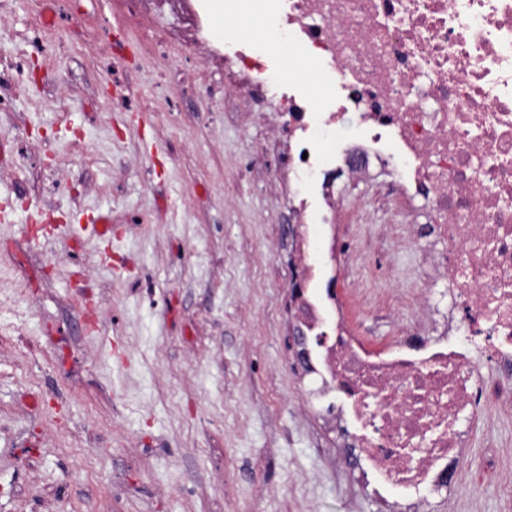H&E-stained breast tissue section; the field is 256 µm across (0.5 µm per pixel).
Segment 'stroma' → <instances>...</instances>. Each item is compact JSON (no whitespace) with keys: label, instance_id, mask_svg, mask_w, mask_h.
<instances>
[{"label":"stroma","instance_id":"stroma-1","mask_svg":"<svg viewBox=\"0 0 512 512\" xmlns=\"http://www.w3.org/2000/svg\"><path fill=\"white\" fill-rule=\"evenodd\" d=\"M224 3L0 0V512H383L294 369L277 115L209 18L276 35ZM343 196L347 316L385 346L425 269L400 200ZM472 431L432 512H512V405Z\"/></svg>","mask_w":512,"mask_h":512}]
</instances>
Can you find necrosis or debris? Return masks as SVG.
Segmentation results:
<instances>
[{
    "mask_svg": "<svg viewBox=\"0 0 512 512\" xmlns=\"http://www.w3.org/2000/svg\"><path fill=\"white\" fill-rule=\"evenodd\" d=\"M263 11L323 79L296 91L253 44L224 42L247 89L285 117L271 133L276 168L312 193L294 207L288 285L307 399L389 512H431L466 461L484 367L512 380V0H265ZM348 115L358 130L342 138ZM375 169L391 177L382 196L425 217L412 237L426 265L415 304L433 320L387 348L355 334L345 284L322 279L309 234L333 219L339 183Z\"/></svg>",
    "mask_w": 512,
    "mask_h": 512,
    "instance_id": "obj_1",
    "label": "necrosis or debris"
}]
</instances>
